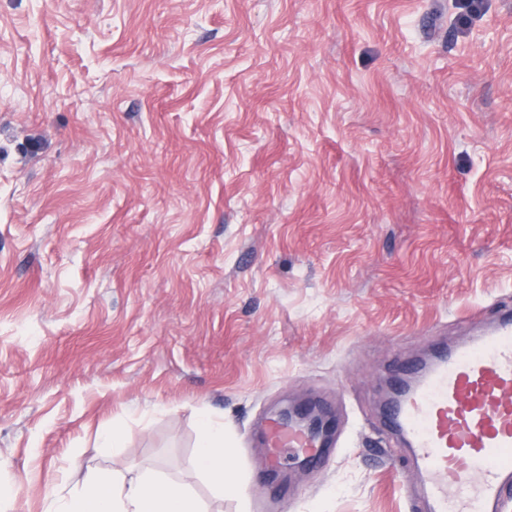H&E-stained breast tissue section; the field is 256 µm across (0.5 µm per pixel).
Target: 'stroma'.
Segmentation results:
<instances>
[{
	"label": "stroma",
	"instance_id": "obj_1",
	"mask_svg": "<svg viewBox=\"0 0 512 512\" xmlns=\"http://www.w3.org/2000/svg\"><path fill=\"white\" fill-rule=\"evenodd\" d=\"M504 305L512 0H0V512H62L115 426L207 512H415L393 373ZM290 404L334 446L270 508ZM224 430L217 427L209 418L200 422L198 435V467L210 475L225 490H233V482L228 457L224 452Z\"/></svg>",
	"mask_w": 512,
	"mask_h": 512
}]
</instances>
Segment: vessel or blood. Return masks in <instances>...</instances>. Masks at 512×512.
<instances>
[{"mask_svg": "<svg viewBox=\"0 0 512 512\" xmlns=\"http://www.w3.org/2000/svg\"><path fill=\"white\" fill-rule=\"evenodd\" d=\"M408 444L429 512H499L512 481V317L419 368L387 411ZM268 488L281 453L294 449L320 466L318 434L271 423Z\"/></svg>", "mask_w": 512, "mask_h": 512, "instance_id": "1", "label": "vessel or blood"}]
</instances>
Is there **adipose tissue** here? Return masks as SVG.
<instances>
[{"label":"adipose tissue","instance_id":"obj_1","mask_svg":"<svg viewBox=\"0 0 512 512\" xmlns=\"http://www.w3.org/2000/svg\"><path fill=\"white\" fill-rule=\"evenodd\" d=\"M198 467L225 490L233 482L228 457L224 451V431L210 419L199 426ZM67 512H205L202 503L187 487L146 475L136 481L126 480L122 471L111 476L92 478L77 495Z\"/></svg>","mask_w":512,"mask_h":512}]
</instances>
